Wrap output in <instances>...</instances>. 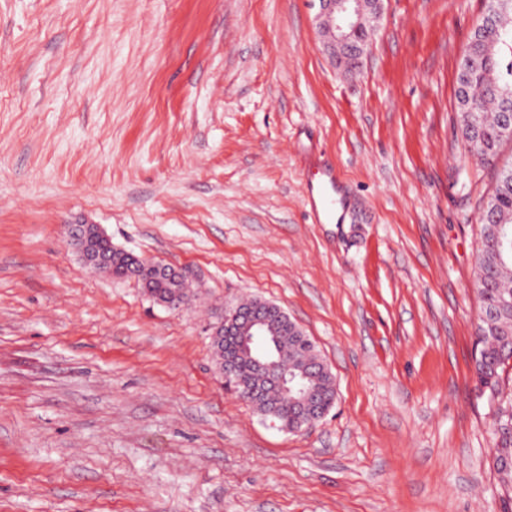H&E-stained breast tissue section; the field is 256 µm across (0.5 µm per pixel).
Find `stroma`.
Listing matches in <instances>:
<instances>
[{
  "mask_svg": "<svg viewBox=\"0 0 512 512\" xmlns=\"http://www.w3.org/2000/svg\"><path fill=\"white\" fill-rule=\"evenodd\" d=\"M485 0H386L362 67L316 0H0V512H501L474 368L480 226L458 63ZM351 200L313 223L302 171ZM186 270L173 310L66 225ZM243 296L337 400L288 432L224 387ZM280 321L282 328L291 327L293 321L288 314L277 304L269 301H260L254 308L229 309L224 312V323L216 329L213 328L211 336H215L214 349L217 364L220 367L231 365L236 373L237 380L247 381L252 377L253 365L249 355L240 348L239 353L231 348L229 340L224 339L228 331H235V327L244 323L247 332L243 336H267L269 332L277 329L272 318ZM280 343L279 364L288 371L307 370L310 377L305 381L308 388H322L324 391V401L322 405L323 411H329L334 405L335 391L329 377L311 371V367L320 358L314 343L305 340V336L293 330H288V336H275Z\"/></svg>",
  "mask_w": 512,
  "mask_h": 512,
  "instance_id": "35a3bbf8",
  "label": "stroma"
}]
</instances>
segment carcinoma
I'll use <instances>...</instances> for the list:
<instances>
[{"label":"carcinoma","instance_id":"obj_1","mask_svg":"<svg viewBox=\"0 0 512 512\" xmlns=\"http://www.w3.org/2000/svg\"><path fill=\"white\" fill-rule=\"evenodd\" d=\"M486 11L493 13V23L476 27L464 53L470 57L467 82L457 80L456 112L467 151L487 165H494L502 144L512 140V128L504 125V113H512V0H486ZM481 240L477 261L475 287L480 299L476 326L474 367L477 378L488 397L497 401L499 416L493 423L495 448L492 465L499 476L501 488L509 498L512 512V468L503 467L512 461V396L501 390L502 375L512 363V247L497 251L494 230L497 226L512 228V166L499 170L494 189L479 217ZM98 251L108 259L100 270L124 279L143 270L146 263L139 258L112 248V242L101 240ZM141 284L153 298L164 300L175 292L173 283L164 278H143ZM280 343L279 364L290 371L307 370L306 386L324 390L322 410L334 405L335 391L329 377L311 371L320 358L316 346L292 330L277 336ZM217 364L232 366L236 379L252 377L251 358L244 350L236 351L224 339V327L218 328L214 341ZM258 413L277 411L274 420L290 431L299 427L306 405L293 402L269 388L255 404Z\"/></svg>","mask_w":512,"mask_h":512}]
</instances>
